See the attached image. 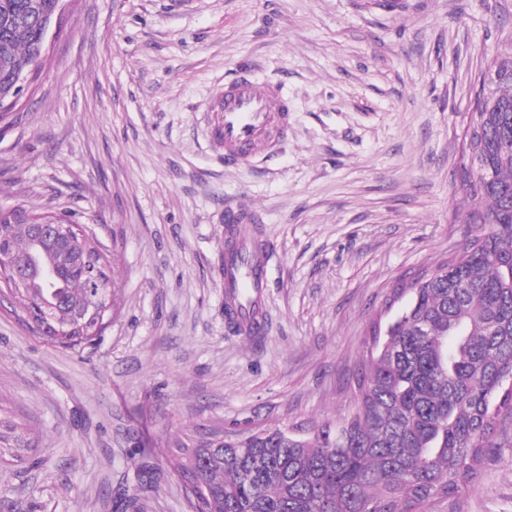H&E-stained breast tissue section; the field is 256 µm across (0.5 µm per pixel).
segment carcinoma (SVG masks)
<instances>
[{"instance_id": "obj_1", "label": "carcinoma", "mask_w": 512, "mask_h": 512, "mask_svg": "<svg viewBox=\"0 0 512 512\" xmlns=\"http://www.w3.org/2000/svg\"><path fill=\"white\" fill-rule=\"evenodd\" d=\"M55 7L0 0V104L42 54L40 25ZM465 136L471 204L463 222L485 230L412 285L388 336L373 331L352 412L305 436L276 426L225 443L181 442L170 465L194 481L188 512H424L476 474L496 418L512 413V55L493 57L481 72ZM55 222L75 241L72 254L40 257L58 268V287L34 272L28 287L14 288L0 271V297L20 320L47 325L48 342L75 351L112 320L117 280L108 251L66 216L21 207H0V249L38 253L30 225ZM46 294L53 301L44 309L36 300ZM21 444L0 430V459L20 456Z\"/></svg>"}]
</instances>
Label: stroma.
I'll list each match as a JSON object with an SVG mask.
<instances>
[{
  "instance_id": "obj_1",
  "label": "stroma",
  "mask_w": 512,
  "mask_h": 512,
  "mask_svg": "<svg viewBox=\"0 0 512 512\" xmlns=\"http://www.w3.org/2000/svg\"><path fill=\"white\" fill-rule=\"evenodd\" d=\"M512 0H69L0 125V206L63 212L112 254L111 324L79 351L0 301V512H187L170 451L191 437L344 417L373 320L402 280L484 231L461 215L463 132ZM253 71L292 130L225 167L204 106ZM270 244L266 327L224 322V216ZM475 478L426 512H512V417ZM160 471L142 482L140 466Z\"/></svg>"
}]
</instances>
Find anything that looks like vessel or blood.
<instances>
[{"instance_id": "b4317fda", "label": "vessel or blood", "mask_w": 512, "mask_h": 512, "mask_svg": "<svg viewBox=\"0 0 512 512\" xmlns=\"http://www.w3.org/2000/svg\"><path fill=\"white\" fill-rule=\"evenodd\" d=\"M211 145L224 153V164L236 167L257 154H272L287 140L291 130L288 101L280 85L259 83L242 72L214 90L209 107ZM224 231L231 246L224 257V320L243 336L265 332L260 314L238 306L233 294L248 288L260 291L268 281L269 251L259 225L240 223L228 216Z\"/></svg>"}]
</instances>
